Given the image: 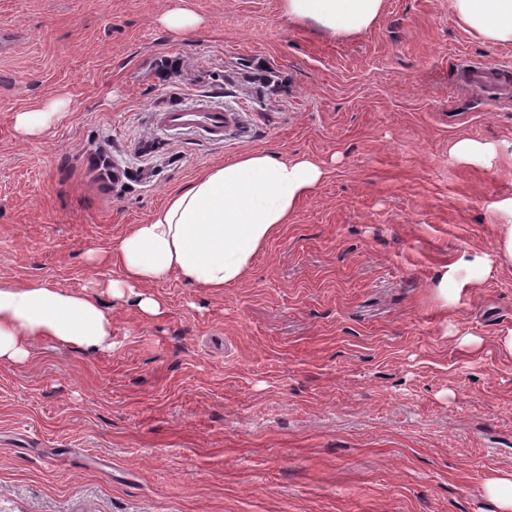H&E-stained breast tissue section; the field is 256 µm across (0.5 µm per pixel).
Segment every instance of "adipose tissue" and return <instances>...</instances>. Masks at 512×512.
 Listing matches in <instances>:
<instances>
[{
  "label": "adipose tissue",
  "instance_id": "obj_1",
  "mask_svg": "<svg viewBox=\"0 0 512 512\" xmlns=\"http://www.w3.org/2000/svg\"><path fill=\"white\" fill-rule=\"evenodd\" d=\"M456 22L488 43H512V0H448ZM384 0H282L289 21L312 22L338 39L368 31ZM67 100L16 113V131L42 136L63 120ZM325 175L309 157L279 158L256 150L204 170L172 193L145 223L132 225L111 248L89 261L119 268L104 288L129 300L148 319L168 309L150 285L175 276L209 293L240 282L256 256ZM47 337L93 355L112 347V315L96 295L44 281H0V361L21 362L32 339Z\"/></svg>",
  "mask_w": 512,
  "mask_h": 512
}]
</instances>
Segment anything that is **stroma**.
Listing matches in <instances>:
<instances>
[{
	"mask_svg": "<svg viewBox=\"0 0 512 512\" xmlns=\"http://www.w3.org/2000/svg\"><path fill=\"white\" fill-rule=\"evenodd\" d=\"M176 8L201 18L191 36L163 27ZM2 28V281L119 277L87 249L250 150L327 174L223 294L164 279L159 320L105 294L111 350L38 339L0 362V512H490L486 479L512 471V265L494 258L512 92L465 72L512 69V44L464 31L448 0H384L347 40L281 0H0ZM55 98L67 117L20 137L15 113ZM195 104L236 109L241 131L156 125ZM464 138L496 151L461 162Z\"/></svg>",
	"mask_w": 512,
	"mask_h": 512,
	"instance_id": "35a3bbf8",
	"label": "stroma"
}]
</instances>
